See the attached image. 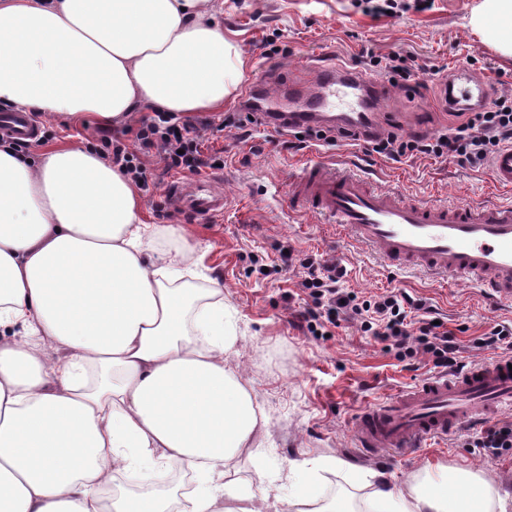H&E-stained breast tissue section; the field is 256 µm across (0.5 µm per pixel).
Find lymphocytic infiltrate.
<instances>
[{
    "mask_svg": "<svg viewBox=\"0 0 512 512\" xmlns=\"http://www.w3.org/2000/svg\"><path fill=\"white\" fill-rule=\"evenodd\" d=\"M211 129L208 123L179 126L158 112L140 119L134 132L137 151H129L120 137L111 134L102 138L100 154L118 166L136 187L144 188L152 160L162 164L165 171L188 175L219 166V157L203 150ZM508 145H512V95L503 93L481 111L465 113L456 126L438 137L404 141L390 134L375 139L373 150L391 158L415 152L480 164ZM346 274L345 268L314 258L304 263L298 286L312 304L300 311L299 318L311 333L329 325L339 326L345 318L359 322L364 335L387 342L399 360H413L423 354L434 367L449 371L458 368V339L444 324L428 318L421 302L395 291L359 298L345 288Z\"/></svg>",
    "mask_w": 512,
    "mask_h": 512,
    "instance_id": "obj_1",
    "label": "lymphocytic infiltrate"
}]
</instances>
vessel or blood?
I'll return each mask as SVG.
<instances>
[{"label":"vessel or blood","instance_id":"b4317fda","mask_svg":"<svg viewBox=\"0 0 512 512\" xmlns=\"http://www.w3.org/2000/svg\"><path fill=\"white\" fill-rule=\"evenodd\" d=\"M248 94L260 108L291 103L284 116L292 128L333 121L368 138L384 129L375 108L386 97L385 86L333 62L303 61L297 76L273 86L252 82ZM1 133L28 139L36 129L25 114L12 112L0 116ZM490 172L495 185L512 188V146L494 154ZM284 194L290 209L328 221L394 270L463 277L494 301H512L510 203L448 206L411 200L393 189L370 187L355 171L320 163L302 167ZM166 198L170 210L185 218L224 213V187L215 176L190 186L172 182ZM510 401L512 355H502L365 405L352 423V436L365 453L411 450L494 417Z\"/></svg>","mask_w":512,"mask_h":512}]
</instances>
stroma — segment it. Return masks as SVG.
Wrapping results in <instances>:
<instances>
[{"mask_svg":"<svg viewBox=\"0 0 512 512\" xmlns=\"http://www.w3.org/2000/svg\"><path fill=\"white\" fill-rule=\"evenodd\" d=\"M479 2L434 0L431 9L419 11L414 0H393L390 14L373 15L366 11L367 0H223L218 19L225 38L241 51L245 81L272 71L288 79L309 58L374 76L378 70L364 64L363 51L407 57L413 77L389 85L391 99L380 119L399 137L432 138L457 122L441 98L442 83L455 71L485 78L490 96L512 92V57L470 25ZM274 137L268 126L253 124L248 134L228 127L209 140V152L222 161L218 171L228 198L223 217L183 221L159 216L155 204L174 179L170 173L141 195L144 223L181 224L204 274L197 287L216 279L237 312L240 340L232 363L244 372L271 422L268 458L240 457L239 476L275 468L279 478L271 492L283 497L291 490L295 464L309 458L338 457L384 471L401 483L421 474L427 462L439 461L472 467L512 489V448L490 459L472 445L485 429L512 423V407L419 449L366 454L355 448L350 430L360 408L432 375L433 364L420 356L414 367H406L383 342L347 322L328 327L326 335H312L297 317L308 299L297 283L303 262L313 256L345 267V286L358 295L407 293L433 309L462 341L459 361L464 366L493 356V349L476 347L474 341L496 325L512 324V305L496 304L481 288L458 279L437 281L386 268L331 225L289 211L284 187L303 164L333 162L341 168L358 166L370 182L398 188L413 200L512 203V191H495L485 165L423 154L393 160L373 152L370 143L346 137L330 143L310 139L298 148L274 144ZM285 245L292 248L286 260L280 253ZM283 262L287 271L274 273Z\"/></svg>","mask_w":512,"mask_h":512,"instance_id":"obj_1","label":"stroma"}]
</instances>
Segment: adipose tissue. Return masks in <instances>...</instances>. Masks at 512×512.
Instances as JSON below:
<instances>
[{"label":"adipose tissue","mask_w":512,"mask_h":512,"mask_svg":"<svg viewBox=\"0 0 512 512\" xmlns=\"http://www.w3.org/2000/svg\"><path fill=\"white\" fill-rule=\"evenodd\" d=\"M214 0H0V103L69 126L120 124L144 106L223 108L238 48ZM472 27L512 55V0ZM136 186L83 144L36 156L0 143V512H354L314 491L336 458L296 468L288 498L265 472L231 476L270 420L231 358L224 287H188L194 246L141 220ZM180 240L159 251V236ZM192 474L184 492L173 472ZM150 476L119 494L117 475ZM365 512H507L480 471L427 464L398 484L357 473Z\"/></svg>","instance_id":"adipose-tissue-1"}]
</instances>
